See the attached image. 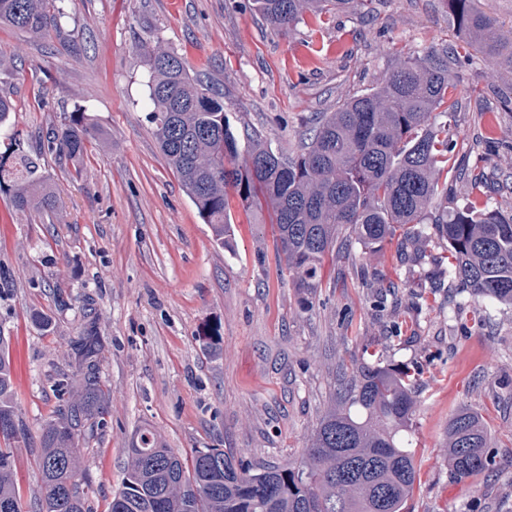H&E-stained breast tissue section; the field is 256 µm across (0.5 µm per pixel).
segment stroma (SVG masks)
Masks as SVG:
<instances>
[{"label":"stroma","instance_id":"1","mask_svg":"<svg viewBox=\"0 0 512 512\" xmlns=\"http://www.w3.org/2000/svg\"><path fill=\"white\" fill-rule=\"evenodd\" d=\"M62 34L0 26V95L14 110L0 153L23 141L58 202L41 215L0 188V329L11 338L14 403L28 430L15 444L23 512L39 493L38 434L58 405L54 381L92 297L105 338L109 413L81 455L89 512H109L127 450L147 431L182 457L232 450L244 467L301 461L322 417L341 404V374L364 349L424 363L411 420L417 481L411 512H512V307L450 288L431 252L404 263L394 246L334 247L303 307L266 207L231 206L219 245L162 154L149 121L145 46L177 52L222 94L238 129L293 152L339 102L362 94L407 55L464 46L443 0H352L277 33L252 0H63ZM450 75L471 96L449 133L459 159L488 176L512 211V71L460 60ZM83 112L96 130L84 154L42 151L48 132ZM69 299L59 309L53 289ZM39 312L53 319L42 330ZM492 439L493 469L457 478L446 431L460 409Z\"/></svg>","mask_w":512,"mask_h":512}]
</instances>
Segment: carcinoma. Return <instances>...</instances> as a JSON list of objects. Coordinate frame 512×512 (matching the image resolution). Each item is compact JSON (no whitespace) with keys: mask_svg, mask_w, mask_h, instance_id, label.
I'll return each instance as SVG.
<instances>
[{"mask_svg":"<svg viewBox=\"0 0 512 512\" xmlns=\"http://www.w3.org/2000/svg\"><path fill=\"white\" fill-rule=\"evenodd\" d=\"M60 0H0V24L33 37L61 26ZM261 19L285 33L307 11H340L350 0H254ZM473 52L512 68V31L475 0H446ZM149 120L170 167L217 241L230 232V198L244 207L265 203L276 224L287 270L309 305L320 288L322 261L344 231L367 247L397 240L400 256L422 257L442 245L454 287L478 299L512 305V214L448 198V119L466 99L450 82L448 49L408 56L367 92L326 114L294 155L272 149L256 129L237 131L218 93L191 75L176 53L146 47ZM92 134L81 114L46 141L47 150L75 158ZM13 160L0 156V188L11 184L20 210L55 207L53 189L38 175V158L14 142ZM481 192L480 169H457ZM10 337L0 331V512H22L12 441L24 432L15 411ZM72 373L54 382L59 405L39 434L41 477L37 512H85L90 484L80 473L82 444L105 424L108 394L101 377L104 338L84 315L70 343ZM421 368L398 367L385 352L367 353L358 375L341 383L345 404L326 414L301 462L252 473L234 453L204 448L184 459L151 434H141L110 512H408L417 470L409 439ZM483 420L467 409L451 418L448 463L459 478L490 463Z\"/></svg>","mask_w":512,"mask_h":512,"instance_id":"1","label":"carcinoma"}]
</instances>
